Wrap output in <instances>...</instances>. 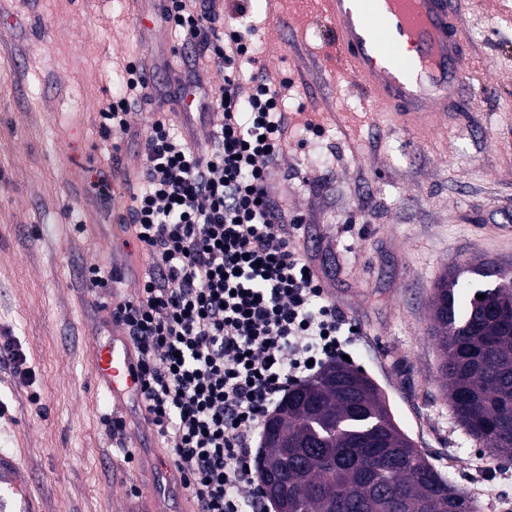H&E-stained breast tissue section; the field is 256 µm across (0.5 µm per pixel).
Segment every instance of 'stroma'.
I'll return each mask as SVG.
<instances>
[{
  "mask_svg": "<svg viewBox=\"0 0 512 512\" xmlns=\"http://www.w3.org/2000/svg\"><path fill=\"white\" fill-rule=\"evenodd\" d=\"M475 79L458 122L388 130L337 83L315 0H251L234 21L257 69L288 80L287 112H311L321 135L292 132L279 160L281 202L305 223L327 296L361 329L353 367L383 390L400 428L455 485L491 486L479 512H512V462H492L458 426L429 330L435 281L450 265L512 264V0H462ZM306 44V55L296 53ZM178 31L137 26L127 0H0V334L35 370L32 388L0 370V450L32 475L52 512H123L159 449L141 411L124 414L125 463L112 449V403L93 378L91 340L106 335L86 268L141 274L148 257L91 190L90 171L136 168L142 143L103 137L100 113L127 62H147L154 96L180 94Z\"/></svg>",
  "mask_w": 512,
  "mask_h": 512,
  "instance_id": "obj_1",
  "label": "stroma"
}]
</instances>
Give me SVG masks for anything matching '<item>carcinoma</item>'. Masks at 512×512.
I'll use <instances>...</instances> for the list:
<instances>
[{"instance_id": "1", "label": "carcinoma", "mask_w": 512, "mask_h": 512, "mask_svg": "<svg viewBox=\"0 0 512 512\" xmlns=\"http://www.w3.org/2000/svg\"><path fill=\"white\" fill-rule=\"evenodd\" d=\"M484 298H478V295ZM512 266H451L435 283L431 335L457 424L488 455L512 457ZM263 462L288 473L290 512H477L401 433L379 388L333 364L292 389L264 424Z\"/></svg>"}]
</instances>
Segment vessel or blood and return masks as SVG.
I'll return each instance as SVG.
<instances>
[{
    "label": "vessel or blood",
    "mask_w": 512,
    "mask_h": 512,
    "mask_svg": "<svg viewBox=\"0 0 512 512\" xmlns=\"http://www.w3.org/2000/svg\"><path fill=\"white\" fill-rule=\"evenodd\" d=\"M333 26L337 71L376 113L405 131L447 128L461 110V71L470 43L458 0H320ZM132 342L112 334L94 340L93 374L116 406L139 402L141 383ZM0 512H48L31 478L13 456L0 453Z\"/></svg>",
    "instance_id": "obj_1"
}]
</instances>
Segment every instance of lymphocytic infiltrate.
<instances>
[{
  "label": "lymphocytic infiltrate",
  "instance_id": "lymphocytic-infiltrate-1",
  "mask_svg": "<svg viewBox=\"0 0 512 512\" xmlns=\"http://www.w3.org/2000/svg\"><path fill=\"white\" fill-rule=\"evenodd\" d=\"M160 19L223 69L222 86L195 95L198 114L217 109L222 120L203 146L165 114L145 132L128 212L151 262L111 315L134 344L147 418L198 512H267L251 467L263 423L289 389L341 360L353 325L294 246L302 218L272 195L287 82L256 76L241 98L237 65L253 51L219 25L213 0H165ZM123 82L100 114L107 136L131 135L132 102L153 95L139 63Z\"/></svg>",
  "mask_w": 512,
  "mask_h": 512
}]
</instances>
